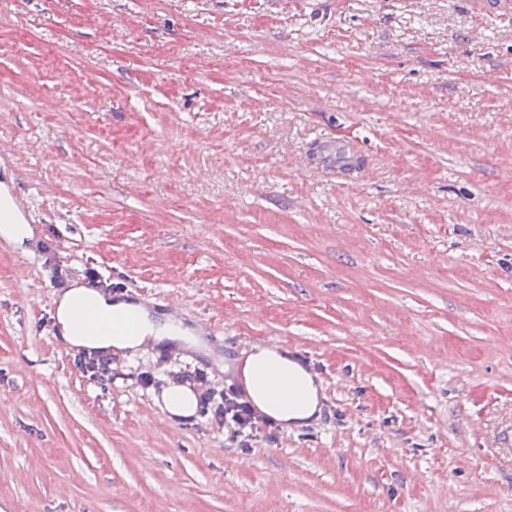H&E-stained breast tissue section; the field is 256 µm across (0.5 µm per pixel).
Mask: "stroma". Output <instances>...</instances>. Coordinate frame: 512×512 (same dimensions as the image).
I'll return each mask as SVG.
<instances>
[{"instance_id": "35a3bbf8", "label": "stroma", "mask_w": 512, "mask_h": 512, "mask_svg": "<svg viewBox=\"0 0 512 512\" xmlns=\"http://www.w3.org/2000/svg\"><path fill=\"white\" fill-rule=\"evenodd\" d=\"M0 0V512H512V9ZM360 158L337 169L327 143ZM85 269L219 331L113 354L47 324ZM256 345L318 420L229 446L155 397ZM29 207L19 188L14 184L0 181V224H10L2 229L4 237L16 244H22L29 236ZM76 367L85 374L95 379L103 387L112 384V355L96 354L89 361L86 359L75 360Z\"/></svg>"}]
</instances>
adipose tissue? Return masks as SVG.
<instances>
[{
  "label": "adipose tissue",
  "mask_w": 512,
  "mask_h": 512,
  "mask_svg": "<svg viewBox=\"0 0 512 512\" xmlns=\"http://www.w3.org/2000/svg\"><path fill=\"white\" fill-rule=\"evenodd\" d=\"M82 302L95 304L106 315L137 312L140 328L131 335L75 334L71 328L70 312ZM56 322L58 333L72 347L98 353L113 350L134 352L150 344L180 338L177 326L158 323L148 311L136 309L127 301L109 299L81 284L72 286L57 298ZM235 372L257 409L283 427H299L318 417L321 388L314 375L292 360L288 352L271 346L255 347L237 364ZM292 386L303 392L301 402H289L288 389Z\"/></svg>",
  "instance_id": "1"
}]
</instances>
